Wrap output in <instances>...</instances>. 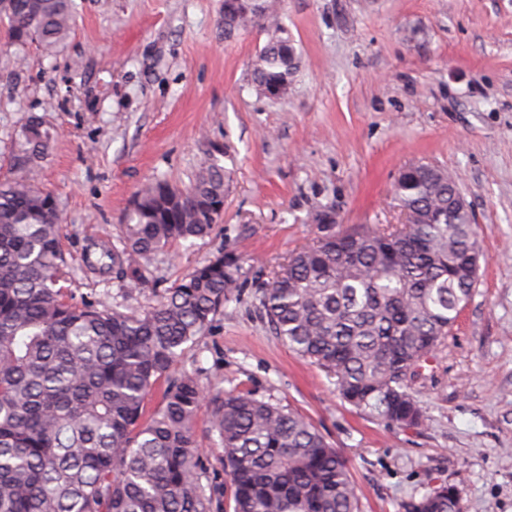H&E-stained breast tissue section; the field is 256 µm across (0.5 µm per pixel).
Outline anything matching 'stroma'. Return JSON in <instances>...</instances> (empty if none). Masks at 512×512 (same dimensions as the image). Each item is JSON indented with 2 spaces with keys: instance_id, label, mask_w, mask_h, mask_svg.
<instances>
[{
  "instance_id": "obj_1",
  "label": "stroma",
  "mask_w": 512,
  "mask_h": 512,
  "mask_svg": "<svg viewBox=\"0 0 512 512\" xmlns=\"http://www.w3.org/2000/svg\"><path fill=\"white\" fill-rule=\"evenodd\" d=\"M277 7L300 58L278 101L251 81L268 31L225 38L224 0H72L74 31L52 56L33 45L18 56L0 25V181L39 117L54 132L39 184L62 202L71 289L108 304L111 282L82 272L86 242L114 241L143 184L189 185L206 140L226 146L223 222L152 260L131 301L154 302L219 252L238 267L235 296L172 367L209 396L195 428L213 512H228L231 483L210 399L240 389L313 422L346 459L360 512H405L442 482L461 512H512V0ZM418 162L456 181L481 256L472 298L414 383L424 418L400 428L356 412L279 343L259 297L326 232L399 223L393 184Z\"/></svg>"
}]
</instances>
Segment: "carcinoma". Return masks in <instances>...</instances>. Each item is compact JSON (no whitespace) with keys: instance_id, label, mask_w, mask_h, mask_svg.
Wrapping results in <instances>:
<instances>
[{"instance_id":"1","label":"carcinoma","mask_w":512,"mask_h":512,"mask_svg":"<svg viewBox=\"0 0 512 512\" xmlns=\"http://www.w3.org/2000/svg\"><path fill=\"white\" fill-rule=\"evenodd\" d=\"M71 0H0L19 54H53L74 25ZM261 27L253 61L264 97H288L297 71L281 16L250 0H224V37ZM53 134L37 118L22 131L12 176L0 182V512H211L195 453L206 398L197 375L171 368L209 329L237 288L224 252L164 290L127 301L145 265L175 241L210 235L228 192L223 144L184 190L155 179L136 192L116 242L94 243L84 263L118 275L107 306L75 298L61 247L58 198L37 183ZM405 224H360L293 252L262 290L273 335L334 378L355 410L397 427L418 425L414 379L448 339L479 279L477 224L448 172L411 163L393 185ZM162 387L160 402L147 396ZM212 428L234 486L233 512H357L341 453L305 416L272 399L232 391L212 399ZM406 512H461L441 483Z\"/></svg>"}]
</instances>
